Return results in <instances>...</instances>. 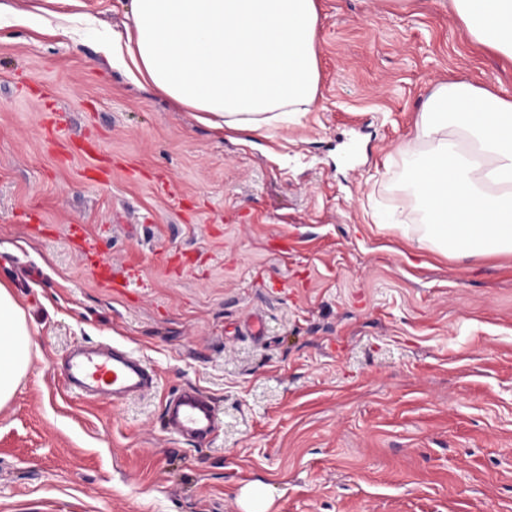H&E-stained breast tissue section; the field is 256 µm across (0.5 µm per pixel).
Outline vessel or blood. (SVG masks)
I'll return each instance as SVG.
<instances>
[{
    "label": "vessel or blood",
    "instance_id": "vessel-or-blood-1",
    "mask_svg": "<svg viewBox=\"0 0 512 512\" xmlns=\"http://www.w3.org/2000/svg\"><path fill=\"white\" fill-rule=\"evenodd\" d=\"M71 240L85 260L94 280L105 288H118L128 282L112 262L99 258L97 247L82 225L70 227ZM68 388L81 396L119 402L148 390L154 374L133 353L104 345L78 346L61 359ZM219 409L208 396L195 389L172 394L164 410L165 429L192 440L206 439L214 431Z\"/></svg>",
    "mask_w": 512,
    "mask_h": 512
}]
</instances>
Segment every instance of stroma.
Returning a JSON list of instances; mask_svg holds the SVG:
<instances>
[{
  "mask_svg": "<svg viewBox=\"0 0 512 512\" xmlns=\"http://www.w3.org/2000/svg\"><path fill=\"white\" fill-rule=\"evenodd\" d=\"M318 9L317 101L252 146L110 68L94 35L0 28V282L36 342L0 409V512H243L257 480L269 512H512V255L419 242L400 153L435 84L512 97V60L448 0ZM57 114L104 145L107 180L49 140ZM71 224L139 279L97 284ZM101 343L154 388L67 391L61 357ZM185 387L223 415L205 440L163 428Z\"/></svg>",
  "mask_w": 512,
  "mask_h": 512,
  "instance_id": "1",
  "label": "stroma"
}]
</instances>
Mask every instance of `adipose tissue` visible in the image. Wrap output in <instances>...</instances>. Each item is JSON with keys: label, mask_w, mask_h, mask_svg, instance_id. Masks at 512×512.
I'll return each instance as SVG.
<instances>
[{"label": "adipose tissue", "mask_w": 512, "mask_h": 512, "mask_svg": "<svg viewBox=\"0 0 512 512\" xmlns=\"http://www.w3.org/2000/svg\"><path fill=\"white\" fill-rule=\"evenodd\" d=\"M469 37L512 59V0H452ZM111 65L216 133L248 136L314 105L317 0H131ZM425 241L459 259L512 253V99L463 82L433 87L402 147ZM33 333L0 283V408L30 364Z\"/></svg>", "instance_id": "1"}]
</instances>
